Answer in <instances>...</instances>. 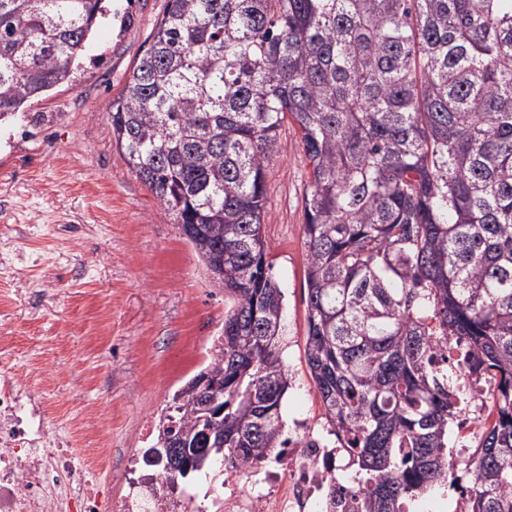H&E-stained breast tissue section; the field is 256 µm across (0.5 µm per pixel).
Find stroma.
<instances>
[{
  "mask_svg": "<svg viewBox=\"0 0 512 512\" xmlns=\"http://www.w3.org/2000/svg\"><path fill=\"white\" fill-rule=\"evenodd\" d=\"M69 84L0 125V336L16 355L23 393L76 456L94 458L103 512H119L142 432L207 363L224 328L214 286L179 225L124 163L109 112L147 47L165 0H108ZM262 236L285 293L280 344L294 419L328 426L305 356L303 241L308 167L284 125L267 168ZM199 512L224 498L221 468L180 480Z\"/></svg>",
  "mask_w": 512,
  "mask_h": 512,
  "instance_id": "obj_1",
  "label": "stroma"
}]
</instances>
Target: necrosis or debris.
<instances>
[{
	"label": "necrosis or debris",
	"mask_w": 512,
	"mask_h": 512,
	"mask_svg": "<svg viewBox=\"0 0 512 512\" xmlns=\"http://www.w3.org/2000/svg\"><path fill=\"white\" fill-rule=\"evenodd\" d=\"M19 385L16 378L0 384V512H102L92 467L71 449L49 447L46 433H32L20 417ZM468 389L457 430L474 441L489 419L488 389L473 383ZM294 429L264 493L244 491L249 468L225 469L224 512H319L320 491L336 479L338 451L314 437L309 420H296Z\"/></svg>",
	"instance_id": "1"
}]
</instances>
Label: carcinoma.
Masks as SVG:
<instances>
[{
  "label": "carcinoma",
  "instance_id": "carcinoma-1",
  "mask_svg": "<svg viewBox=\"0 0 512 512\" xmlns=\"http://www.w3.org/2000/svg\"><path fill=\"white\" fill-rule=\"evenodd\" d=\"M104 2L0 0V124L71 81ZM287 119L310 167L306 361L358 479L329 486L330 507L402 512L469 475V512H512V0H166L112 137L226 308L153 447L186 441L205 474L286 445L262 225ZM442 344L495 381L480 449L453 470L465 396ZM206 396L220 444L194 408Z\"/></svg>",
  "mask_w": 512,
  "mask_h": 512
}]
</instances>
